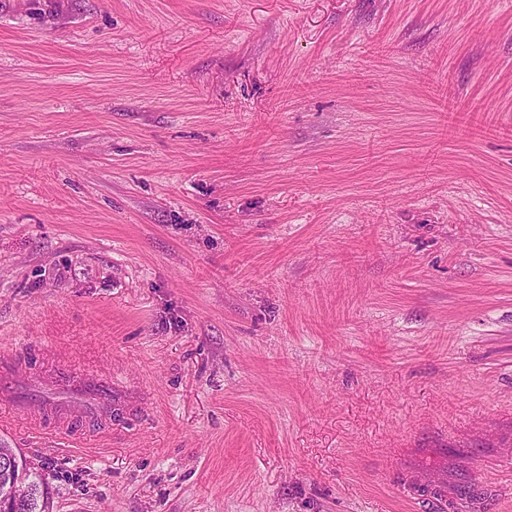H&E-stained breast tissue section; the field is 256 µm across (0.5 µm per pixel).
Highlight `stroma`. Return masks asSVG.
<instances>
[{"label":"stroma","instance_id":"35a3bbf8","mask_svg":"<svg viewBox=\"0 0 512 512\" xmlns=\"http://www.w3.org/2000/svg\"><path fill=\"white\" fill-rule=\"evenodd\" d=\"M0 359L54 512H512V0H0ZM0 393L2 398L10 402H19L24 408H42L38 400L26 396L22 386L12 378L11 372L7 369H2L0 372ZM51 391L70 390L83 399L80 407L86 418H96L106 408L112 409V379L100 377H81L72 371L57 373L45 384Z\"/></svg>","mask_w":512,"mask_h":512}]
</instances>
